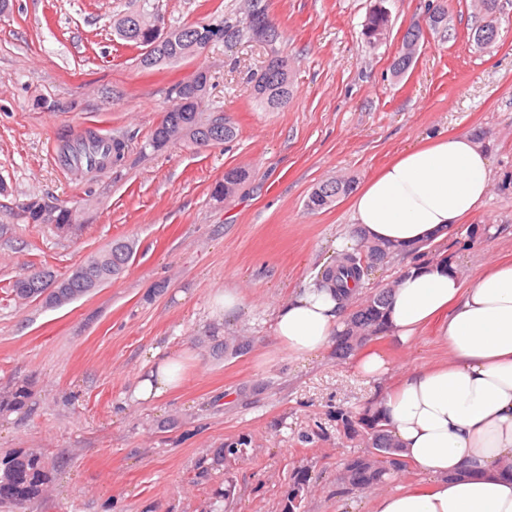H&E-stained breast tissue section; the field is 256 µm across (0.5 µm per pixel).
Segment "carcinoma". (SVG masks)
Returning a JSON list of instances; mask_svg holds the SVG:
<instances>
[{"instance_id": "1", "label": "carcinoma", "mask_w": 512, "mask_h": 512, "mask_svg": "<svg viewBox=\"0 0 512 512\" xmlns=\"http://www.w3.org/2000/svg\"><path fill=\"white\" fill-rule=\"evenodd\" d=\"M257 12L245 18V26L241 27L227 20H201L194 23L171 27L168 36L173 39L169 50L155 56L152 61L140 60L147 68L180 62L191 56L187 51L186 35H207L217 30L224 40L247 37L267 47V56L291 67L288 55L279 47V39L265 38V28L274 26L268 19L266 5L263 0H254ZM127 17L123 16L115 22L117 34L136 48L144 47L150 34L139 33L130 35L125 25ZM389 15L385 8H374L366 19L363 35L370 43L379 41L378 33L388 29ZM254 99L265 108L276 109L288 102L290 82L286 81L281 72L269 66H261L250 76ZM209 81L202 79L201 73L175 87V103L164 114L156 127L149 147H154V140L166 132H174V141L188 147L206 146L209 143L208 133L211 120L203 117L202 112L185 111V102L203 100L208 93ZM64 151L74 153L75 166L87 170L103 169L117 166L125 159V143L115 138L105 139L90 134L80 139L79 146H65ZM251 178L250 172L243 167H232L224 171V182H216L212 195L218 200L228 198L223 192V184L237 183L244 186ZM352 181L348 179L326 180L318 184L308 195L306 206L311 211H320L331 207L338 198L352 191ZM359 247L351 252L335 256L316 277L315 286L326 288L338 300L352 298L354 287L366 281L373 269L370 256L383 250L392 258L404 252V248L387 243L376 242L359 236ZM134 253L133 242L125 239L112 241L105 249L92 255L71 273L60 278L49 273L43 274V282H28L16 279L12 292L20 300L44 298L52 307H63L71 304L94 289L119 278L126 271ZM392 291L381 288L366 296L352 313L357 329L346 328L339 336L336 344V356L345 358L361 347L370 338L382 332ZM345 431L361 437L367 452L349 459L342 473V479L348 485L361 489L373 490L383 486L390 474L401 471L406 462L400 454V444L388 427L386 413L370 402L357 412L341 415ZM7 473L8 481H0V504L22 507L42 495L48 484L45 468L38 458L25 453L13 454L0 465V474ZM306 479L298 478L288 493L286 512H299L302 493Z\"/></svg>"}]
</instances>
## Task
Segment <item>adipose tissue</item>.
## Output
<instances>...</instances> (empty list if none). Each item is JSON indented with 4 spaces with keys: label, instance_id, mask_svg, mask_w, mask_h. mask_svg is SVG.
Wrapping results in <instances>:
<instances>
[{
    "label": "adipose tissue",
    "instance_id": "ef3b65f1",
    "mask_svg": "<svg viewBox=\"0 0 512 512\" xmlns=\"http://www.w3.org/2000/svg\"><path fill=\"white\" fill-rule=\"evenodd\" d=\"M489 160L466 133L409 149L354 196L353 220L375 241L413 249L456 237L489 194ZM348 309L313 287L275 315L277 344L305 358L337 340ZM438 322L447 358L402 369L379 404L402 456L431 477L373 499L372 512H512V262H494L462 286L445 259L407 267L393 295L388 332L412 346ZM181 364L151 362L134 396L155 402L181 384Z\"/></svg>",
    "mask_w": 512,
    "mask_h": 512
}]
</instances>
